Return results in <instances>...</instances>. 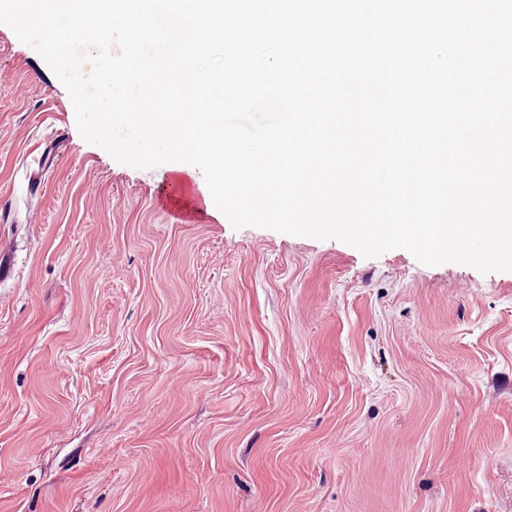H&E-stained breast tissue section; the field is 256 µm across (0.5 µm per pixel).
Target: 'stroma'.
I'll list each match as a JSON object with an SVG mask.
<instances>
[{
    "instance_id": "stroma-1",
    "label": "stroma",
    "mask_w": 512,
    "mask_h": 512,
    "mask_svg": "<svg viewBox=\"0 0 512 512\" xmlns=\"http://www.w3.org/2000/svg\"><path fill=\"white\" fill-rule=\"evenodd\" d=\"M1 69L0 512H512V271L233 228Z\"/></svg>"
}]
</instances>
